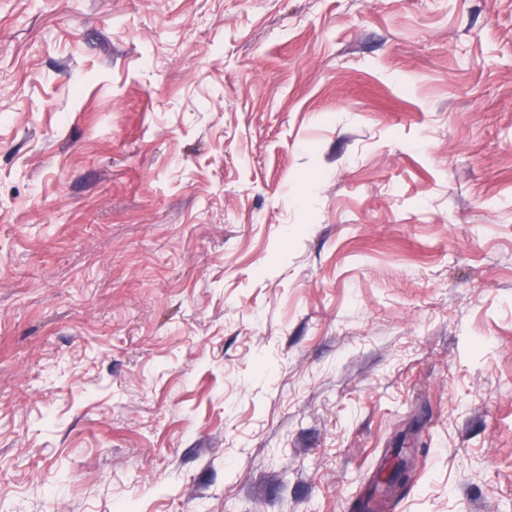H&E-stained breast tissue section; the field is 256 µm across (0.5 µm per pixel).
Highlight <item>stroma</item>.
Segmentation results:
<instances>
[{"instance_id":"1","label":"stroma","mask_w":512,"mask_h":512,"mask_svg":"<svg viewBox=\"0 0 512 512\" xmlns=\"http://www.w3.org/2000/svg\"><path fill=\"white\" fill-rule=\"evenodd\" d=\"M369 501L512 512V0H0V512Z\"/></svg>"}]
</instances>
